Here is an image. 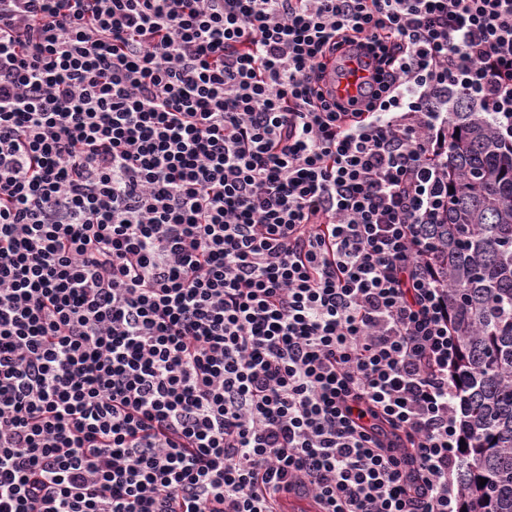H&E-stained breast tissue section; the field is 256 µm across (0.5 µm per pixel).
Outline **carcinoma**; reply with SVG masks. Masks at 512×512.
Here are the masks:
<instances>
[{"instance_id":"1","label":"carcinoma","mask_w":512,"mask_h":512,"mask_svg":"<svg viewBox=\"0 0 512 512\" xmlns=\"http://www.w3.org/2000/svg\"><path fill=\"white\" fill-rule=\"evenodd\" d=\"M448 208L434 259L448 278L464 407L466 512H512V133L466 99L448 113ZM485 478V485L480 479Z\"/></svg>"}]
</instances>
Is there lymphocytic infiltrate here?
<instances>
[{
    "label": "lymphocytic infiltrate",
    "instance_id": "lymphocytic-infiltrate-1",
    "mask_svg": "<svg viewBox=\"0 0 512 512\" xmlns=\"http://www.w3.org/2000/svg\"><path fill=\"white\" fill-rule=\"evenodd\" d=\"M461 97L512 0H0V512H460ZM368 71L358 69L356 65H349L347 72L336 83L337 91L344 97H351L357 94L358 87L368 79Z\"/></svg>",
    "mask_w": 512,
    "mask_h": 512
}]
</instances>
